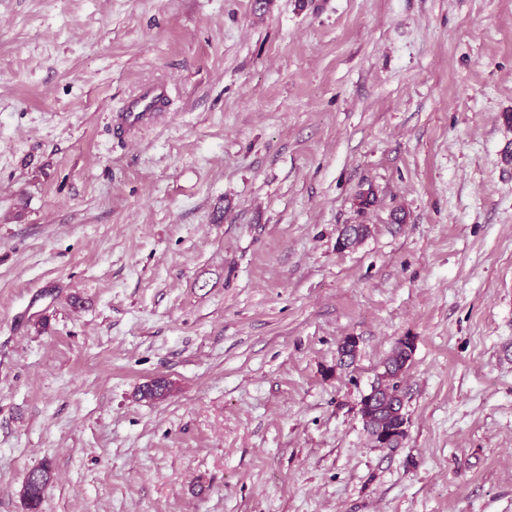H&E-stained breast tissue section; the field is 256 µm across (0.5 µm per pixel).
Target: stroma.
I'll use <instances>...</instances> for the list:
<instances>
[{"label":"stroma","instance_id":"35a3bbf8","mask_svg":"<svg viewBox=\"0 0 512 512\" xmlns=\"http://www.w3.org/2000/svg\"><path fill=\"white\" fill-rule=\"evenodd\" d=\"M46 460L42 512H512V0H0V512ZM165 97L166 90L164 87L144 86L117 115L119 123L129 130L148 127L158 117ZM414 344L409 338L401 339L396 342L391 354L384 362L383 371L379 375L376 384L371 386L370 390H376L384 400L379 401L378 405L372 406L364 415L368 420L363 421L364 427L371 437L375 436L374 442L385 447H398L400 441L405 436V431L399 428L404 422L403 409L401 410L400 401L404 406V395L397 396L399 399L386 401V396L390 391L399 393L401 391V381L405 373L406 361L411 357ZM407 369V368H406ZM396 402V408L393 406ZM401 413L399 414V412ZM402 426L401 429H404Z\"/></svg>","mask_w":512,"mask_h":512}]
</instances>
